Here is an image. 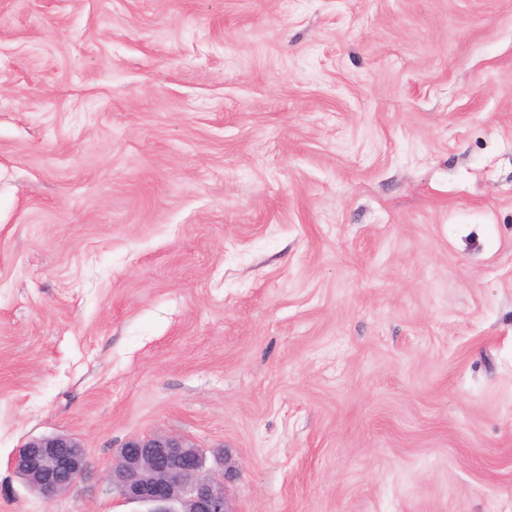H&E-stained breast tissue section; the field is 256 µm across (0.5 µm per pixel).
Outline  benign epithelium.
Returning a JSON list of instances; mask_svg holds the SVG:
<instances>
[{
	"mask_svg": "<svg viewBox=\"0 0 512 512\" xmlns=\"http://www.w3.org/2000/svg\"><path fill=\"white\" fill-rule=\"evenodd\" d=\"M12 465L46 499L72 489L89 471L83 446L64 433L29 439ZM235 476L227 463L220 473L206 469L202 451L188 441L157 434L128 440L108 480L123 499L148 506L146 512H234L227 483Z\"/></svg>",
	"mask_w": 512,
	"mask_h": 512,
	"instance_id": "1",
	"label": "benign epithelium"
}]
</instances>
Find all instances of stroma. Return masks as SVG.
Wrapping results in <instances>:
<instances>
[{
	"mask_svg": "<svg viewBox=\"0 0 512 512\" xmlns=\"http://www.w3.org/2000/svg\"><path fill=\"white\" fill-rule=\"evenodd\" d=\"M151 434L234 512H512V0H0V512H143ZM12 465L28 487L46 499L71 490L89 471L83 446L64 433L29 439L16 452ZM224 459L222 472L206 470L200 448L166 435L135 437L121 448L108 480L145 512H234L227 483L236 476Z\"/></svg>",
	"mask_w": 512,
	"mask_h": 512,
	"instance_id": "obj_1",
	"label": "stroma"
}]
</instances>
